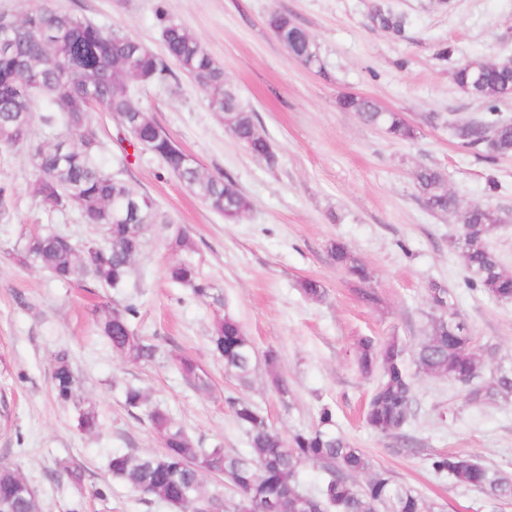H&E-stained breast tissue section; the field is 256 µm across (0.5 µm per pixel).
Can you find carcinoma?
Listing matches in <instances>:
<instances>
[{"label": "carcinoma", "mask_w": 512, "mask_h": 512, "mask_svg": "<svg viewBox=\"0 0 512 512\" xmlns=\"http://www.w3.org/2000/svg\"><path fill=\"white\" fill-rule=\"evenodd\" d=\"M372 24L396 36L407 27L405 16L383 3L375 6ZM267 25L277 33L291 58L322 67L321 55L310 33L286 13H275ZM166 59L155 55L124 29H104L72 13L59 11L49 0L0 32V149L30 146L33 164L31 193L39 204L63 211L75 206L83 222L101 233V238L75 241L62 232L26 237L7 249L21 265L43 270L61 283L83 282L116 290L129 279L133 262L142 253L146 233L158 223L154 199L138 193L107 171L100 162L103 145L91 128L89 114L97 108L118 114L134 145H142L159 157L210 210L228 222H236L251 210V202L229 178L205 173L199 162H187L186 153L134 103L129 84L162 83L170 75L166 61L190 74L209 108L224 119L231 133L256 158L271 163L270 143L254 121V111L224 79V69L203 43L188 29L168 21L161 29ZM459 89L484 101V117L454 127L467 145L481 141L485 131L495 130L486 157L494 160L512 155V122L498 118L501 100L512 96V65L482 60L466 63L453 73ZM341 107L381 127L392 139L411 141L416 129L398 112L375 101L345 95ZM46 112L41 121L60 128L54 139L31 142V118L37 108ZM426 206L445 213L452 200L444 174L420 168L414 174ZM502 223L499 212L489 206L471 207L463 216L462 238L455 241L462 253L467 282L500 300H512V274L503 271L489 246V236ZM173 254L189 253L193 244L188 232L175 228L167 238ZM336 266L357 281L369 280V272L357 255L342 243L330 247ZM169 281L187 287L200 299L211 295V285L202 279L189 259L166 268ZM303 293L312 301L325 295L320 281L306 279ZM95 328L112 351L134 363L164 361L172 365L195 389L210 387L208 372L195 360L174 350L166 352L141 336L134 325L139 314L132 301L95 307ZM210 343L224 360V371L246 387L256 362V349L239 321L226 313L214 319ZM412 355L418 372L461 383L476 375L479 360L473 351V336L467 326L443 313L431 323L428 336L409 347L393 336L383 342L370 337L358 341L356 356L362 374H379L368 402L366 424L381 434H396L412 412L413 376L406 365ZM52 389L57 400L69 406L77 427L93 433L100 424L95 405L83 395L82 379L75 372L67 351L53 360ZM473 402L492 401L512 395V361L498 365L493 382H479L468 392ZM126 407L158 434L164 445L160 454H114L108 467L112 479L150 499L164 502L180 512H267L271 502H285L291 512H434L431 504L410 487L373 469L370 459L336 431L329 409L322 410L311 429L283 438L249 401L231 402L233 414L245 430L248 451L229 455L224 449L201 448L170 415L150 403L136 386L124 390ZM313 465L323 478L317 492L301 489L303 470ZM437 474L453 483L475 489L493 502L512 501V478L467 454H437L430 458ZM222 477L234 496L224 488L206 484L207 475ZM368 478L360 483L357 477ZM6 512H37L35 492L17 466L0 463V504Z\"/></svg>", "instance_id": "1"}]
</instances>
